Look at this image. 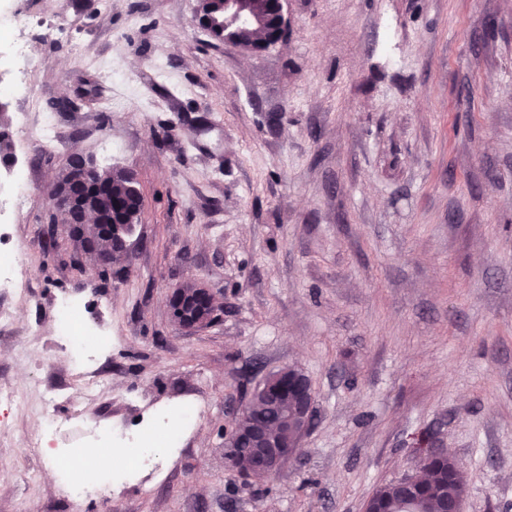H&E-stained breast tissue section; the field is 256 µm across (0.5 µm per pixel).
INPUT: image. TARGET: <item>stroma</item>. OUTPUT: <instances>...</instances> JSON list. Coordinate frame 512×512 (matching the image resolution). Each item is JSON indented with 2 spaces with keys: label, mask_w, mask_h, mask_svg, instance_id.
<instances>
[{
  "label": "stroma",
  "mask_w": 512,
  "mask_h": 512,
  "mask_svg": "<svg viewBox=\"0 0 512 512\" xmlns=\"http://www.w3.org/2000/svg\"><path fill=\"white\" fill-rule=\"evenodd\" d=\"M0 5L64 17L80 45L32 31L30 92L61 103L65 147L29 139L18 159L0 387L25 401L0 428V512H361L432 448L460 465L464 512H512V0H287L288 35L262 52L213 40L199 0ZM76 155L137 179L121 275L49 204ZM194 282L218 319L186 333L168 294ZM62 292L112 341L92 398L55 342ZM287 365L311 382V429L273 479H244L224 433ZM51 381L63 417L193 400L201 419L153 490L74 503L40 445Z\"/></svg>",
  "instance_id": "obj_1"
}]
</instances>
